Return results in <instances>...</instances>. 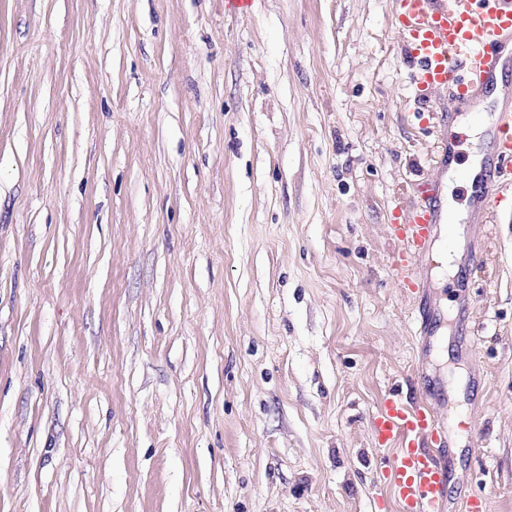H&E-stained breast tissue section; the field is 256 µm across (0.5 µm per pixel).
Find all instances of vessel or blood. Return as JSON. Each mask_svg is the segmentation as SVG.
Here are the masks:
<instances>
[{
	"mask_svg": "<svg viewBox=\"0 0 512 512\" xmlns=\"http://www.w3.org/2000/svg\"><path fill=\"white\" fill-rule=\"evenodd\" d=\"M396 21L414 63L410 79L420 94L445 87L460 101L474 103L507 67L503 50L512 46V0H399ZM475 118L485 126V139L470 198L483 222L494 224L503 178L512 175V90H504L494 111ZM452 160L447 139L436 138L432 167L450 172ZM440 194L438 180L424 179L416 203L397 227L396 237L411 258L406 272L416 278L427 267L434 229L443 220ZM450 430L428 400L411 404L395 394L385 398L374 435L400 512H447Z\"/></svg>",
	"mask_w": 512,
	"mask_h": 512,
	"instance_id": "b4317fda",
	"label": "vessel or blood"
}]
</instances>
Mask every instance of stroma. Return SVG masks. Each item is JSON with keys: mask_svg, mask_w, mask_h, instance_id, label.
<instances>
[{"mask_svg": "<svg viewBox=\"0 0 512 512\" xmlns=\"http://www.w3.org/2000/svg\"><path fill=\"white\" fill-rule=\"evenodd\" d=\"M397 9L0 0V512H397L392 392L468 420L450 512H512V191L428 276L474 335H416Z\"/></svg>", "mask_w": 512, "mask_h": 512, "instance_id": "obj_1", "label": "stroma"}]
</instances>
